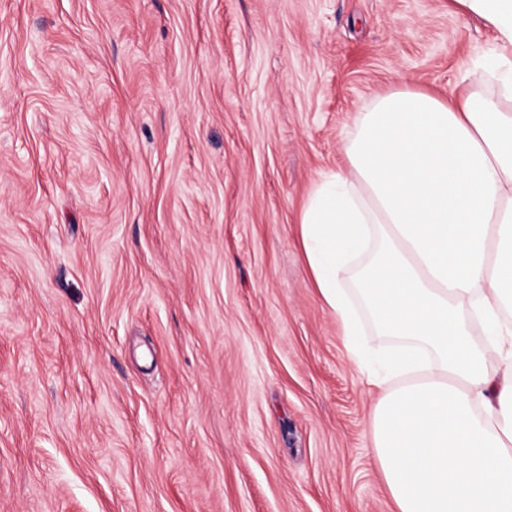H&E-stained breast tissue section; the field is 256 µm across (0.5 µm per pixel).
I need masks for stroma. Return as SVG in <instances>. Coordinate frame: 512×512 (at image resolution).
<instances>
[{
	"mask_svg": "<svg viewBox=\"0 0 512 512\" xmlns=\"http://www.w3.org/2000/svg\"><path fill=\"white\" fill-rule=\"evenodd\" d=\"M453 0H0V512H394L299 209Z\"/></svg>",
	"mask_w": 512,
	"mask_h": 512,
	"instance_id": "obj_1",
	"label": "stroma"
}]
</instances>
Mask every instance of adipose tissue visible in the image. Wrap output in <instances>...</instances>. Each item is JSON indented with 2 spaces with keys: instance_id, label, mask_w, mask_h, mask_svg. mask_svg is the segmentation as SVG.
<instances>
[{
  "instance_id": "ef3b65f1",
  "label": "adipose tissue",
  "mask_w": 512,
  "mask_h": 512,
  "mask_svg": "<svg viewBox=\"0 0 512 512\" xmlns=\"http://www.w3.org/2000/svg\"><path fill=\"white\" fill-rule=\"evenodd\" d=\"M455 2L493 31L496 64L444 96H376L298 217L312 285L378 391L395 512H512V0ZM360 306L408 347L371 356Z\"/></svg>"
}]
</instances>
